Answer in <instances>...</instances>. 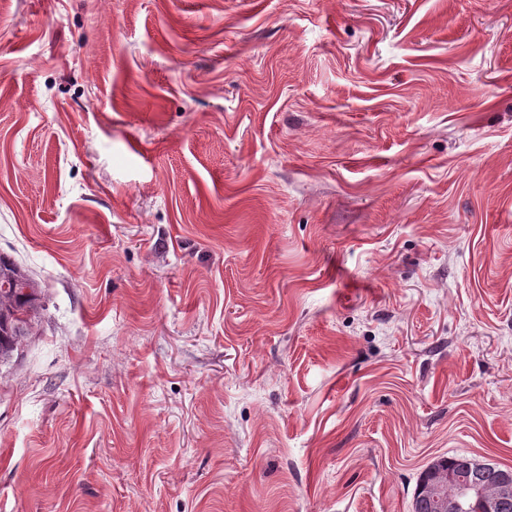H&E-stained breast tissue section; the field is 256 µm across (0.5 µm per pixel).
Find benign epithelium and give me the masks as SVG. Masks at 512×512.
<instances>
[{
	"mask_svg": "<svg viewBox=\"0 0 512 512\" xmlns=\"http://www.w3.org/2000/svg\"><path fill=\"white\" fill-rule=\"evenodd\" d=\"M462 469L471 476L446 472L427 485L425 499L432 512H462L467 504L478 512H503L504 506L512 502L511 473L473 459L464 462Z\"/></svg>",
	"mask_w": 512,
	"mask_h": 512,
	"instance_id": "benign-epithelium-1",
	"label": "benign epithelium"
}]
</instances>
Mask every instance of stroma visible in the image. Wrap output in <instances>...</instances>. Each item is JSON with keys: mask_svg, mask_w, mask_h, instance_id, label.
<instances>
[{"mask_svg": "<svg viewBox=\"0 0 512 512\" xmlns=\"http://www.w3.org/2000/svg\"><path fill=\"white\" fill-rule=\"evenodd\" d=\"M0 512H412L512 469V0H0ZM40 283L15 259L0 253V362L10 359L42 319ZM467 457L452 456L441 458L431 464L421 475L416 486L412 499V512H429L428 504L434 512H460L466 509L467 502L478 509L477 512H502L504 506L512 502V469H502L494 464L498 469L510 470L503 472L487 464L473 459H468L461 466L464 471H470L474 474L465 478L453 473H443L437 475L433 483L426 487L425 502L420 499L417 493L420 484L429 477L431 470L442 469L445 471H455L456 466ZM454 485L455 494L448 496L447 487ZM503 512H512V504Z\"/></svg>", "mask_w": 512, "mask_h": 512, "instance_id": "stroma-1", "label": "stroma"}]
</instances>
